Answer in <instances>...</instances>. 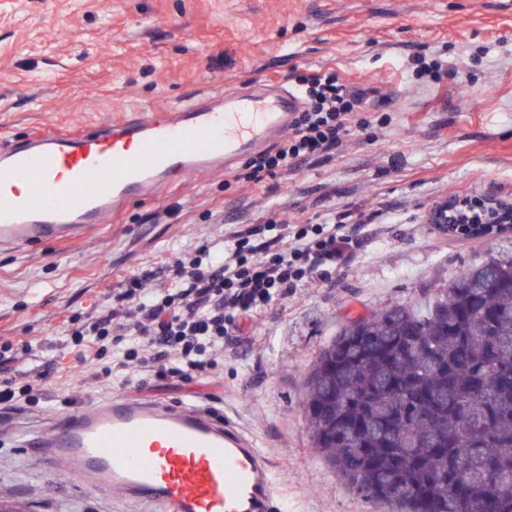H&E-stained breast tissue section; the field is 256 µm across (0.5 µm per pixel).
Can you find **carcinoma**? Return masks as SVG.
I'll use <instances>...</instances> for the list:
<instances>
[{"instance_id": "1", "label": "carcinoma", "mask_w": 512, "mask_h": 512, "mask_svg": "<svg viewBox=\"0 0 512 512\" xmlns=\"http://www.w3.org/2000/svg\"><path fill=\"white\" fill-rule=\"evenodd\" d=\"M305 412L336 474L386 512H512V255L351 321Z\"/></svg>"}]
</instances>
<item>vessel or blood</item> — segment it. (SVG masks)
Masks as SVG:
<instances>
[{"instance_id": "1", "label": "vessel or blood", "mask_w": 512, "mask_h": 512, "mask_svg": "<svg viewBox=\"0 0 512 512\" xmlns=\"http://www.w3.org/2000/svg\"><path fill=\"white\" fill-rule=\"evenodd\" d=\"M285 91L228 94L144 112L90 131L41 132L0 149V245L73 241L129 201L228 169L287 128ZM40 196L32 204V196ZM33 446L85 489L162 512H275L269 466L252 442L190 405L133 398L85 405Z\"/></svg>"}]
</instances>
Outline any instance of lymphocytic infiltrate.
<instances>
[{"mask_svg": "<svg viewBox=\"0 0 512 512\" xmlns=\"http://www.w3.org/2000/svg\"><path fill=\"white\" fill-rule=\"evenodd\" d=\"M297 92L302 106L287 133L246 160L245 182L267 186L302 164L319 162L353 130L373 126L363 92L340 83L336 74L300 76ZM511 212L512 207L482 196L448 202V217L457 224L489 216L499 220ZM366 224L364 213L347 212L325 224H291L273 216L243 226L225 234L214 260L195 253L176 260L165 287L148 292L143 277H126L109 295L106 309L72 329L66 344L80 356L97 358L105 341L120 342L111 366L99 373L107 381L134 361L156 364L161 379L205 375L242 319L271 308L321 271L346 264Z\"/></svg>", "mask_w": 512, "mask_h": 512, "instance_id": "lymphocytic-infiltrate-1", "label": "lymphocytic infiltrate"}]
</instances>
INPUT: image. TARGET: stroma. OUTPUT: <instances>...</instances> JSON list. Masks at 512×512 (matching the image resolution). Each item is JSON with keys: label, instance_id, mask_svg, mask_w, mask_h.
Wrapping results in <instances>:
<instances>
[{"label": "stroma", "instance_id": "1", "mask_svg": "<svg viewBox=\"0 0 512 512\" xmlns=\"http://www.w3.org/2000/svg\"><path fill=\"white\" fill-rule=\"evenodd\" d=\"M415 52L441 57L448 74L416 77L405 65ZM326 71L385 95L374 111L384 127L266 189L207 171L129 202L85 238L0 247V346L31 343L52 365L38 400L0 412V500L26 512H160L89 492L31 448L76 406L123 396L218 409L272 468L281 512H379L313 444L310 369L349 321L512 253V223L463 236L428 221L453 196L512 202V0H0V144L256 84L292 90L294 73ZM343 211L372 218L350 262L244 321L211 376L172 383L138 368L108 383L58 347L69 317L98 315L125 276L163 273L274 212L320 224Z\"/></svg>", "mask_w": 512, "mask_h": 512}]
</instances>
